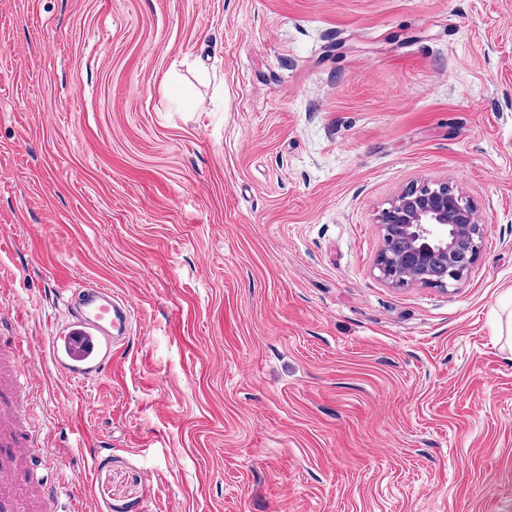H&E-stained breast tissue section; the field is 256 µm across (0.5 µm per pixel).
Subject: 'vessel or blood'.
<instances>
[{
    "mask_svg": "<svg viewBox=\"0 0 512 512\" xmlns=\"http://www.w3.org/2000/svg\"><path fill=\"white\" fill-rule=\"evenodd\" d=\"M64 301L70 317L52 329L46 357L63 377L85 385L111 372L115 354L129 342L134 310L130 301L93 282L65 289ZM24 354L21 341L0 344V494L31 490L44 503L57 489L27 466L36 452L23 431L28 401L22 393L28 384L15 374Z\"/></svg>",
    "mask_w": 512,
    "mask_h": 512,
    "instance_id": "vessel-or-blood-1",
    "label": "vessel or blood"
}]
</instances>
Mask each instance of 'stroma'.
Returning <instances> with one entry per match:
<instances>
[{
  "mask_svg": "<svg viewBox=\"0 0 512 512\" xmlns=\"http://www.w3.org/2000/svg\"><path fill=\"white\" fill-rule=\"evenodd\" d=\"M448 183L476 265L395 288L382 209ZM53 368L46 512H512V0H0V307ZM112 451L93 462L85 442ZM60 299L66 303L70 318L50 332L47 360L76 384L103 378L112 370L114 355L129 342L133 305L112 289L93 282L65 289Z\"/></svg>",
  "mask_w": 512,
  "mask_h": 512,
  "instance_id": "stroma-1",
  "label": "stroma"
}]
</instances>
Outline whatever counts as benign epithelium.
<instances>
[{"label":"benign epithelium","mask_w":512,"mask_h":512,"mask_svg":"<svg viewBox=\"0 0 512 512\" xmlns=\"http://www.w3.org/2000/svg\"><path fill=\"white\" fill-rule=\"evenodd\" d=\"M384 245L375 268L393 287L445 288L459 282L481 250L476 210L445 183L402 192L378 215Z\"/></svg>","instance_id":"7a95c632"}]
</instances>
